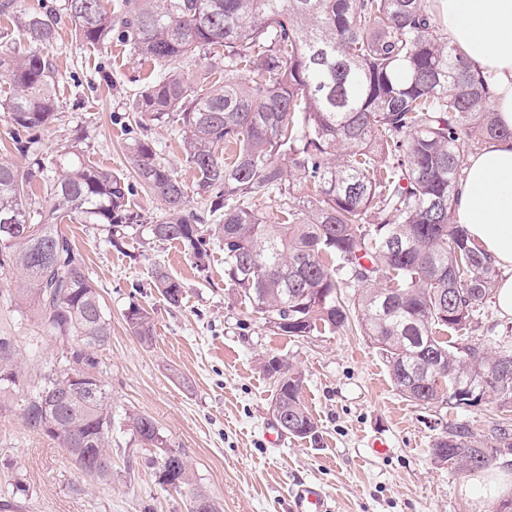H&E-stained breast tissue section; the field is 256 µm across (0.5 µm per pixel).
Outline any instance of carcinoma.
I'll return each instance as SVG.
<instances>
[{"mask_svg":"<svg viewBox=\"0 0 512 512\" xmlns=\"http://www.w3.org/2000/svg\"><path fill=\"white\" fill-rule=\"evenodd\" d=\"M0 13L20 33L0 49L9 84L0 111L29 159L22 167L0 158V271L15 275L13 299L42 331L69 345L39 372L22 418L82 475L112 482V396L99 377L112 324L61 229L67 221L106 224L115 245L140 226L199 262L216 236L225 284L274 333L354 327L408 401L466 408L492 397L512 413V343H460L481 328L499 271L454 220L466 150L512 139V130L497 123L491 90L443 37L427 0H61L44 11L0 0ZM64 21L86 45L115 41L165 66L135 93V123L181 131L212 223L145 140L129 146L131 179L88 164L74 142L43 154L37 132L61 114L56 65L43 49ZM221 54L222 80L179 67ZM39 182L48 206L36 201ZM140 188L161 215L130 210ZM265 199L274 222L259 205ZM153 278L162 299L180 306L179 280L161 266ZM125 317L133 336L152 342L146 311L132 304ZM17 355L14 337L0 335V390L17 385ZM264 370L288 434L314 436L299 372L277 357ZM74 375L91 378L94 391L75 387ZM124 423L140 442L164 447L152 417L127 412ZM506 455L507 421L482 440L450 425L431 446L432 458L459 471ZM155 466L162 487L179 481L187 512H220L185 454L169 449Z\"/></svg>","mask_w":512,"mask_h":512,"instance_id":"obj_1","label":"carcinoma"}]
</instances>
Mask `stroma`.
Returning <instances> with one entry per match:
<instances>
[{"label":"stroma","mask_w":512,"mask_h":512,"mask_svg":"<svg viewBox=\"0 0 512 512\" xmlns=\"http://www.w3.org/2000/svg\"><path fill=\"white\" fill-rule=\"evenodd\" d=\"M46 52L59 74L62 118L42 132V149L52 154L78 137L86 162L129 172L133 136L123 119L160 66L124 46L84 45L67 23ZM146 136L160 160L193 183L180 132L153 125ZM64 230L111 313L100 376L116 414L151 416L166 446L187 455L197 485L221 512H291L289 493L300 483L318 485L330 512H494L499 502L512 501L511 463L458 472L430 456L433 440L451 424L485 438L500 420L496 401L467 409L418 406L396 391L384 360L359 331L275 334L233 299L218 244L198 265L179 245L144 231L116 248L106 225L68 223ZM157 265L181 281L180 307L159 295ZM11 286L10 276L0 275V334L15 336L21 364L18 384L5 392L13 409L0 414V512H185L183 497L157 482L156 449L123 427L112 430V481L96 484L80 477L64 449L24 423L20 411L35 375L61 344L10 301ZM133 303L155 324L152 344L128 328L125 313ZM273 356L301 375L315 436L282 433L272 416L274 386L263 364ZM376 438L384 453L372 450ZM18 477L25 492L12 487Z\"/></svg>","instance_id":"obj_1"}]
</instances>
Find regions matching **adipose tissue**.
<instances>
[{
  "instance_id": "adipose-tissue-1",
  "label": "adipose tissue",
  "mask_w": 512,
  "mask_h": 512,
  "mask_svg": "<svg viewBox=\"0 0 512 512\" xmlns=\"http://www.w3.org/2000/svg\"><path fill=\"white\" fill-rule=\"evenodd\" d=\"M430 6L450 44L491 89L499 124L512 130V0H430ZM455 216L494 264L508 269L494 297L500 313L512 317V140L467 157Z\"/></svg>"
}]
</instances>
